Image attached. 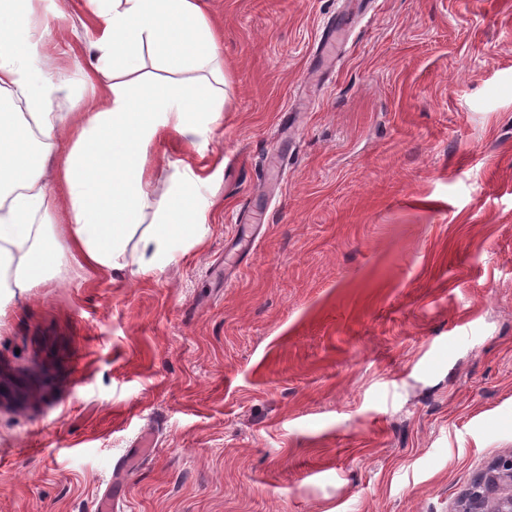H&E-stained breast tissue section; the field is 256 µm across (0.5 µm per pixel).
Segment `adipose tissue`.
Returning a JSON list of instances; mask_svg holds the SVG:
<instances>
[{"label":"adipose tissue","instance_id":"1","mask_svg":"<svg viewBox=\"0 0 512 512\" xmlns=\"http://www.w3.org/2000/svg\"><path fill=\"white\" fill-rule=\"evenodd\" d=\"M100 31L86 95L51 80L48 19L61 0H0V293L23 300L46 280L58 245L102 271L148 273L172 245L205 235L200 174L154 190L150 146L174 133L203 150L224 110L223 37L200 0H87ZM71 109L59 112L57 100Z\"/></svg>","mask_w":512,"mask_h":512}]
</instances>
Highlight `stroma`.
<instances>
[{
    "instance_id": "1",
    "label": "stroma",
    "mask_w": 512,
    "mask_h": 512,
    "mask_svg": "<svg viewBox=\"0 0 512 512\" xmlns=\"http://www.w3.org/2000/svg\"><path fill=\"white\" fill-rule=\"evenodd\" d=\"M201 3L223 117L150 153L161 182L203 168L206 238L147 274L58 248L0 309V512H453L512 454V0ZM66 13L52 77L79 93ZM245 204L268 222L228 268ZM343 40L344 29L342 27L333 26L326 36H322L317 52L320 50L321 59L326 65L334 67Z\"/></svg>"
}]
</instances>
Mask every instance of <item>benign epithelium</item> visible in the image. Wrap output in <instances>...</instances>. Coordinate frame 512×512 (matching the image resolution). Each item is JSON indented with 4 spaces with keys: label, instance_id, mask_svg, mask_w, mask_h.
<instances>
[{
    "label": "benign epithelium",
    "instance_id": "benign-epithelium-1",
    "mask_svg": "<svg viewBox=\"0 0 512 512\" xmlns=\"http://www.w3.org/2000/svg\"><path fill=\"white\" fill-rule=\"evenodd\" d=\"M456 512H512V454L490 464L474 480Z\"/></svg>",
    "mask_w": 512,
    "mask_h": 512
}]
</instances>
